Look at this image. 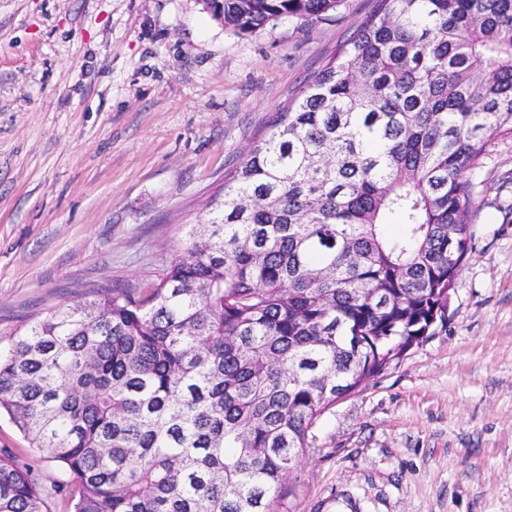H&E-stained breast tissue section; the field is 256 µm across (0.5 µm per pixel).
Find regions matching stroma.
Segmentation results:
<instances>
[{"instance_id":"35a3bbf8","label":"stroma","mask_w":512,"mask_h":512,"mask_svg":"<svg viewBox=\"0 0 512 512\" xmlns=\"http://www.w3.org/2000/svg\"><path fill=\"white\" fill-rule=\"evenodd\" d=\"M374 4L242 34L200 0H0V352L95 286L156 278ZM472 182L447 322L323 416L289 512H512V137ZM1 448L65 482L5 417Z\"/></svg>"}]
</instances>
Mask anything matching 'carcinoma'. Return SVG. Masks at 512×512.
<instances>
[{
	"mask_svg": "<svg viewBox=\"0 0 512 512\" xmlns=\"http://www.w3.org/2000/svg\"><path fill=\"white\" fill-rule=\"evenodd\" d=\"M340 0H208L240 33ZM512 136V0H376L154 281L0 354V413L72 512H281L311 429L448 321L472 172ZM0 512H49L0 450Z\"/></svg>",
	"mask_w": 512,
	"mask_h": 512,
	"instance_id": "1",
	"label": "carcinoma"
}]
</instances>
